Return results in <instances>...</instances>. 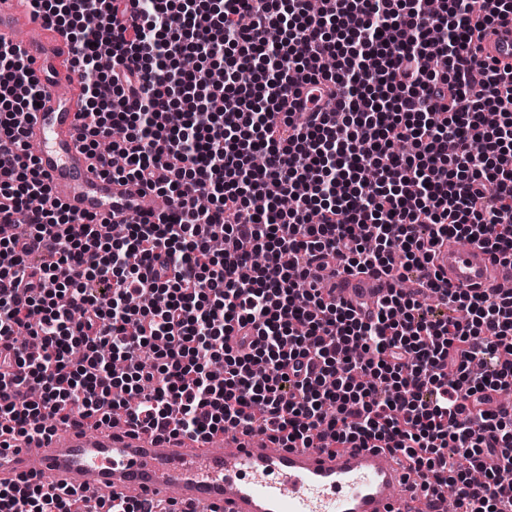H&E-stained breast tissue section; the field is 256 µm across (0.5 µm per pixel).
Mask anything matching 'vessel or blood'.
Instances as JSON below:
<instances>
[{"mask_svg": "<svg viewBox=\"0 0 512 512\" xmlns=\"http://www.w3.org/2000/svg\"><path fill=\"white\" fill-rule=\"evenodd\" d=\"M0 37L32 59L43 88L25 134L53 197L78 216L153 223L158 210L147 189L103 176L77 140L79 99L61 90L73 80L62 66L66 37L33 16L29 0H0ZM478 58L512 66V24L490 28ZM434 264L450 287L462 290L495 288L504 273L485 249L466 240L442 246ZM329 285L336 299L368 312L392 281L367 272L334 275ZM31 473L89 494L173 497L184 512H441L446 495L428 486L404 455L382 448H285L242 426L212 437H172L134 427L125 413L93 433L70 428L0 448V482L14 485Z\"/></svg>", "mask_w": 512, "mask_h": 512, "instance_id": "1", "label": "vessel or blood"}]
</instances>
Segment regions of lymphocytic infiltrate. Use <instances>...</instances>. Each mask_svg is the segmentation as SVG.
<instances>
[{
    "label": "lymphocytic infiltrate",
    "mask_w": 512,
    "mask_h": 512,
    "mask_svg": "<svg viewBox=\"0 0 512 512\" xmlns=\"http://www.w3.org/2000/svg\"><path fill=\"white\" fill-rule=\"evenodd\" d=\"M31 2L70 41L82 147L169 204L117 237L53 199L24 135L40 82L0 42V224L20 229L0 239V435L123 411L172 436L242 425L397 451L468 512H512V406L489 404L512 390V295L432 270L451 238L512 267V69L476 60L512 0ZM331 260L395 281L369 319L321 288ZM144 292L154 306L131 305ZM26 483L0 484V512H86Z\"/></svg>",
    "instance_id": "obj_1"
}]
</instances>
